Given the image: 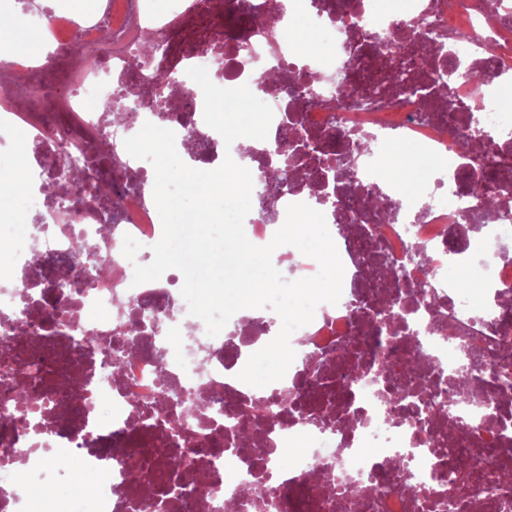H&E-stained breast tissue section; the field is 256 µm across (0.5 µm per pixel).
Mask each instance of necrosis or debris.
Instances as JSON below:
<instances>
[{
    "label": "necrosis or debris",
    "mask_w": 512,
    "mask_h": 512,
    "mask_svg": "<svg viewBox=\"0 0 512 512\" xmlns=\"http://www.w3.org/2000/svg\"><path fill=\"white\" fill-rule=\"evenodd\" d=\"M271 0H98L87 13L68 0L27 12L57 45L95 48L90 69L57 54L53 66L18 56L10 92L0 97V127L35 167L55 165L49 189L28 201L37 223L0 225V355L13 348L17 365L0 364V512H442L449 468L493 449L468 512H512V114L490 105L482 130L468 128L462 108L471 89L457 79L448 98L432 87L438 59L421 43L445 38L466 66L500 83L498 61L481 52L489 40L511 39L512 22L487 28L484 0H357L349 26L336 27L312 0H292L291 16L313 30L335 29L318 53L299 51L296 33L268 46L251 18ZM396 13L410 30L392 29ZM148 30L143 43L137 30ZM466 39H458V32ZM403 43L415 88L384 81L381 40ZM215 57L224 85L257 88L272 62L281 79L262 100L273 110L266 139L250 154L226 146L204 121L201 88L187 71L192 49ZM332 77L349 82L350 97L295 99L297 82ZM128 85L133 105L111 111ZM170 129L185 163L214 164L229 153L258 180L277 176L274 146L285 140L307 159L322 152L328 132L373 143L354 169L351 206H326L328 230L349 275V298L316 308L293 335L304 349L284 380L288 404L259 421L257 407L278 390L238 378L251 354L268 344L263 322L237 311L236 331L208 335L188 312L178 279L133 285V265L152 255L162 236L158 210L146 192L149 161L131 157L124 140L144 123ZM418 146L443 166L406 193L386 174L390 143ZM110 163L105 193L85 181L92 159ZM336 184L314 168L272 204H313ZM508 212L490 215L478 237L463 240L467 212L489 201ZM140 243L135 260L122 253L125 236ZM423 247L416 257L415 247ZM479 274L493 290L477 302L456 280ZM136 322L130 337L116 328ZM420 356L422 365L409 371ZM473 361L472 383L456 376ZM435 396L424 410L413 388ZM192 432L172 444L168 418ZM263 444L245 450L242 430ZM406 470L395 468L406 452ZM70 459L68 476L48 478L55 456ZM181 457L172 493L155 482L153 464ZM150 461L138 483L127 480L132 459Z\"/></svg>",
    "instance_id": "1"
}]
</instances>
